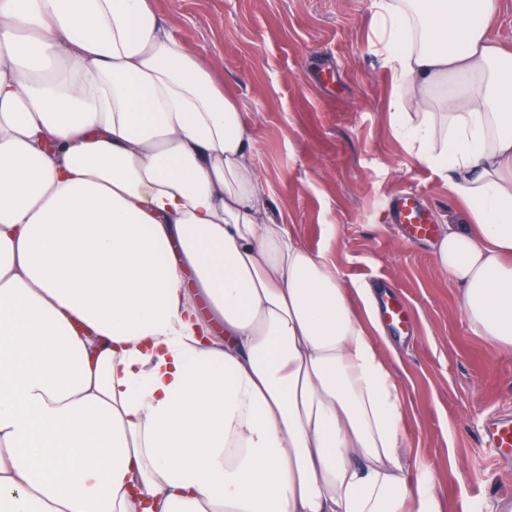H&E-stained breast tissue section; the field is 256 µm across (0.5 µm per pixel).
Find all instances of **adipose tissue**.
I'll return each mask as SVG.
<instances>
[{"label": "adipose tissue", "mask_w": 512, "mask_h": 512, "mask_svg": "<svg viewBox=\"0 0 512 512\" xmlns=\"http://www.w3.org/2000/svg\"><path fill=\"white\" fill-rule=\"evenodd\" d=\"M498 5L374 0L371 45L395 137L467 210L433 262L512 352ZM265 197L233 97L153 0H0V512H444L405 480L375 294Z\"/></svg>", "instance_id": "1"}]
</instances>
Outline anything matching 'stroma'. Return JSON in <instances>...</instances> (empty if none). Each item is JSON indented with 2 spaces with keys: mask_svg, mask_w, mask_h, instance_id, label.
Masks as SVG:
<instances>
[{
  "mask_svg": "<svg viewBox=\"0 0 512 512\" xmlns=\"http://www.w3.org/2000/svg\"><path fill=\"white\" fill-rule=\"evenodd\" d=\"M194 54L211 58L249 126L270 216L349 284L393 294L409 335L387 333L403 384L406 479L431 475L447 512H503L512 463L481 424L512 413V354L473 332L431 241L406 245L383 202L419 193L434 226L466 211L393 135L391 72L370 44L372 0H155Z\"/></svg>",
  "mask_w": 512,
  "mask_h": 512,
  "instance_id": "obj_1",
  "label": "stroma"
}]
</instances>
